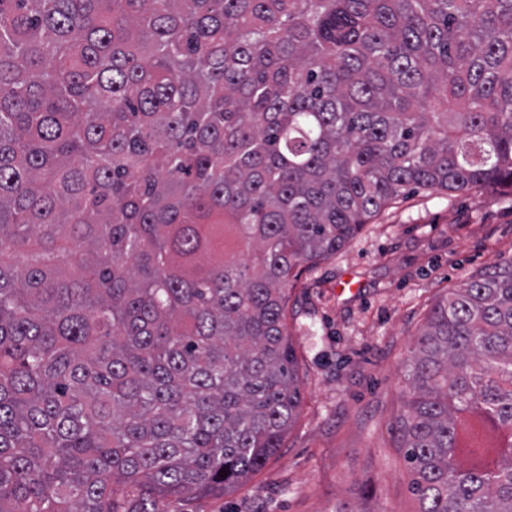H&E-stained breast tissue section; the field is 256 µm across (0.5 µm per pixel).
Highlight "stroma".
Wrapping results in <instances>:
<instances>
[{"mask_svg": "<svg viewBox=\"0 0 512 512\" xmlns=\"http://www.w3.org/2000/svg\"><path fill=\"white\" fill-rule=\"evenodd\" d=\"M512 257V192L415 190L300 267L288 330L302 399L282 448L205 512H419L400 365L448 288Z\"/></svg>", "mask_w": 512, "mask_h": 512, "instance_id": "stroma-1", "label": "stroma"}]
</instances>
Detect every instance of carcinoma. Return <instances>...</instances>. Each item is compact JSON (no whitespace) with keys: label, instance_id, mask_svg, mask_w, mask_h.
<instances>
[{"label":"carcinoma","instance_id":"obj_1","mask_svg":"<svg viewBox=\"0 0 512 512\" xmlns=\"http://www.w3.org/2000/svg\"><path fill=\"white\" fill-rule=\"evenodd\" d=\"M497 187L512 0H0V512L247 481L301 403L296 267L410 191ZM402 372L420 512H512V259Z\"/></svg>","mask_w":512,"mask_h":512}]
</instances>
